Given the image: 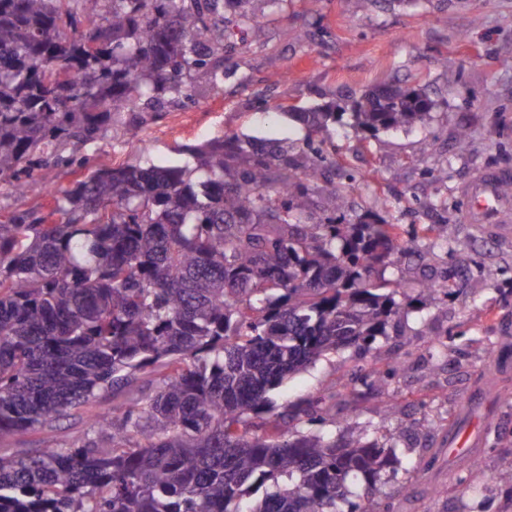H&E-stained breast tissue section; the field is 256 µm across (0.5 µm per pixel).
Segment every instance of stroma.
I'll list each match as a JSON object with an SVG mask.
<instances>
[{
  "label": "stroma",
  "instance_id": "obj_1",
  "mask_svg": "<svg viewBox=\"0 0 512 512\" xmlns=\"http://www.w3.org/2000/svg\"><path fill=\"white\" fill-rule=\"evenodd\" d=\"M224 65L222 88L200 79L188 105L139 113L136 137L113 120L77 150L86 167L48 165L23 196L0 183V219L17 208L49 210L88 167L181 165L182 146L232 134L298 145L307 131L292 112H347L381 84L424 88L433 101L425 126L338 127L321 148L336 163L346 220L368 214L406 239L429 217L456 245L422 237L395 255L374 275L397 293L384 335L295 374L272 392V406L288 436L344 427L394 438L375 512H512V486L497 478L501 456L512 452V354L503 353L512 346V241L466 223L462 194L483 171H512V0H379L365 9L356 0H289L247 37H231ZM435 280L447 293L434 305L424 290ZM382 354L401 366L385 385L367 386ZM91 424L88 412L65 418L0 443V454L64 446ZM471 432L478 466L462 487L448 443Z\"/></svg>",
  "mask_w": 512,
  "mask_h": 512
}]
</instances>
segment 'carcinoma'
<instances>
[{
	"instance_id": "1",
	"label": "carcinoma",
	"mask_w": 512,
	"mask_h": 512,
	"mask_svg": "<svg viewBox=\"0 0 512 512\" xmlns=\"http://www.w3.org/2000/svg\"><path fill=\"white\" fill-rule=\"evenodd\" d=\"M251 0H0V182L125 112L224 85V41ZM420 89L377 88L352 113L376 133L422 124ZM290 116L326 139L341 112ZM180 165L94 169L48 214L0 222V441L96 402L160 364L142 407L98 413L63 448L0 455V512H373L396 444L285 438L268 393L320 358L382 335L396 302L372 280L395 224L309 221L328 160L233 134ZM363 479V503L349 483ZM270 485L247 507L250 493Z\"/></svg>"
}]
</instances>
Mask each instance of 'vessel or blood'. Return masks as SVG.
Segmentation results:
<instances>
[{"label":"vessel or blood","mask_w":512,"mask_h":512,"mask_svg":"<svg viewBox=\"0 0 512 512\" xmlns=\"http://www.w3.org/2000/svg\"><path fill=\"white\" fill-rule=\"evenodd\" d=\"M505 171H488L466 187L470 200L467 223L485 224L503 240L512 239V202L498 193L499 184L511 177Z\"/></svg>","instance_id":"1"}]
</instances>
